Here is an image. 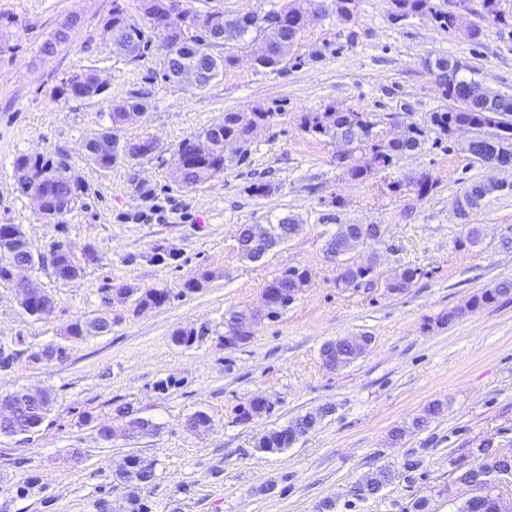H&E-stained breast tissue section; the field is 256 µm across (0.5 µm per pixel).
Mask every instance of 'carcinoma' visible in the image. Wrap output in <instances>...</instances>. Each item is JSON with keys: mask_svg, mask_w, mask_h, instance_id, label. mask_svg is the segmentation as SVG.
<instances>
[{"mask_svg": "<svg viewBox=\"0 0 512 512\" xmlns=\"http://www.w3.org/2000/svg\"><path fill=\"white\" fill-rule=\"evenodd\" d=\"M395 11L391 19L398 22L404 18L418 14H429L443 29L454 27V16L443 11L433 3V0H392ZM321 12V5L316 0H306L301 4L297 0L270 8H261L252 12L254 22L247 24L240 22L236 17L223 12L213 15V25L223 34L220 48L211 46L207 39L193 40V36L183 23L173 21L162 27L156 18L148 11H143L150 28L158 39L160 51V68L163 78L169 82L176 81V73L192 65H214L213 78L224 74V69L235 64L236 58L230 53V48L239 43L258 45L266 41H275L270 55L256 59L257 65L272 72H281L288 64V57L293 53L301 30L295 27L298 18L308 14L315 18ZM278 19L281 29L286 35L281 38L272 36L267 30V21ZM104 28L112 30L125 42L133 47L136 55L135 61H141L152 54V40L145 37L141 25L127 13L120 4L112 5V14L104 22ZM70 39V35L62 34L57 28L39 47L42 55H54ZM437 61L443 64L442 68L432 66V60L426 59L425 64L435 78L444 99L452 102V106L444 111L429 114L424 123L410 122L406 124L407 138L400 145L390 141L377 140L374 132L375 123L361 112L338 110L332 106L322 112H312L301 120L302 130L315 137L335 138L344 125L351 123L349 135L362 146L370 144V154H362L354 159L344 162L348 176L353 180L369 178L375 167H388L394 158L403 155L404 149L409 146L422 148L428 141V134L434 133L435 140L452 135L453 126L460 120L469 122L475 139V150L472 158L475 162L485 165L489 158L483 153L482 144L497 139L500 147L508 148L512 153V94L488 89L483 98L476 99L469 93L468 85L476 81L473 76L465 75L469 67L459 59L439 57ZM152 91L141 88L130 93V96L112 104L110 120L112 122V138H119L118 132L125 127V114L128 112H146L151 104ZM276 116L270 109L261 107L249 110H228L224 112V120L202 129L196 137L211 142L212 148L205 155L191 153V139L183 140L175 153V169L179 171V182L184 187H193L222 173L233 165L246 161L251 153V138L248 130L255 124H266ZM121 139V138H119ZM147 137L121 139L122 148L116 152L102 154L90 159V163L102 170H108L117 164H130L148 156L142 150ZM236 141L240 151L233 157L224 153V143ZM14 167L20 169H37L43 173V181L39 187L43 188L46 196L45 211L52 219L61 217L72 210L80 194L83 193L82 183L68 174L66 166L55 164L50 159L41 156L21 155L16 158ZM489 197L484 182L471 183L456 199L461 208V219L468 220L470 214L478 210L484 200ZM297 224L289 218L271 226V239L266 242H257L250 237V226L245 225L239 229L236 241L241 256L248 258L254 253L266 250L269 246L284 243L294 236L293 229ZM380 228L378 224H341L338 226L330 244L326 245L325 254L329 260L336 256V238H341L340 245L345 253H350ZM11 229L9 224H0V286H14L12 267L24 261V253L10 252L4 248L6 238ZM50 251L55 254V262L51 263L54 276L63 282L68 281L74 265L78 263L75 256L58 250V244L51 245ZM375 259L352 268L345 285L359 287L362 284L372 285L375 282ZM419 274L415 267L404 266L396 269L386 280L385 288L391 294H402L411 288ZM309 283L307 270L294 266L284 269L266 286V289L275 299L274 307L266 313L268 318H276L288 308L295 299L296 293L301 292ZM512 294V279L499 281L494 287L488 288L472 297L465 307L443 312L435 319L438 326H447L457 321L465 312H474L483 309L497 301L504 295ZM170 296L164 289L150 288L141 291L138 305L161 307ZM110 317V312H100L82 320H77L68 326L70 335L74 340L81 341L95 335ZM201 340V336L193 334L190 329H177L172 334V342L186 349L192 348ZM332 352L337 360L329 356L322 357L324 364L331 368L345 366L353 363L363 355L364 347L353 345L349 337H338L331 341ZM55 399L48 393L38 389L28 390L26 401L19 414L13 419L4 422L0 420V432L18 425L22 430H29L43 424L52 411ZM447 405L441 401L429 403L423 414L414 420L417 428L424 426L429 420L442 415ZM331 408L326 407L317 413L298 415L287 424L272 429L263 434L256 442V448L265 453L279 452L300 441L322 420ZM211 422L209 413L197 410L187 417L186 429L194 435L201 436L204 429ZM133 467L137 469V478L129 481V504L131 512H149L148 505L143 502L141 493L154 483L156 478L153 459L134 454L131 456ZM512 479V455L497 454L483 451L482 456L473 463L457 468L454 483L471 487V495L458 507L457 512H497L496 502L499 494L496 488L487 484L489 471ZM394 473L389 467H380L355 483L353 496L357 500H366L376 497L381 490L391 483Z\"/></svg>", "mask_w": 512, "mask_h": 512, "instance_id": "1", "label": "carcinoma"}]
</instances>
